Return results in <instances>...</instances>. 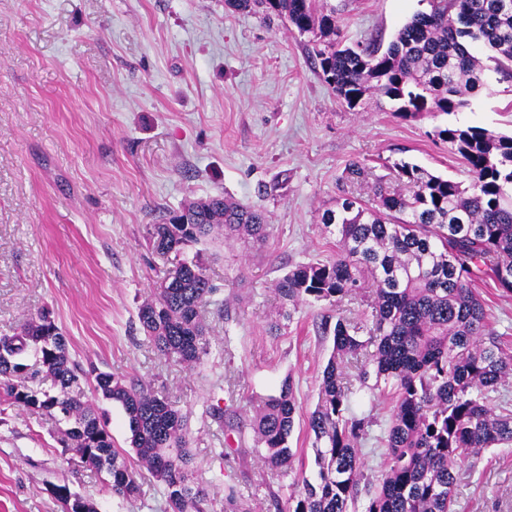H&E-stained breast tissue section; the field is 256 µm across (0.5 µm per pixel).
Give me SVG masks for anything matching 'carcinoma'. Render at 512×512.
<instances>
[{
    "mask_svg": "<svg viewBox=\"0 0 512 512\" xmlns=\"http://www.w3.org/2000/svg\"><path fill=\"white\" fill-rule=\"evenodd\" d=\"M242 12L275 15L309 36L315 68L349 107L369 96L407 119L449 114L485 88L483 59L512 82V0H430L387 46H347L324 0H225ZM437 136L468 167L469 185L408 162L395 165L399 188H374L375 204L347 197L326 209L321 223L336 226V256L299 264L275 293L296 305L310 298L337 303L371 278L369 323L337 318L332 353L322 371L319 402L308 420L314 435L317 482L302 484L280 512H455V486L469 454L512 446V351L490 329L484 300L471 288L489 278L512 294V135L479 127L447 126ZM186 224H154L155 251L172 257L158 293L138 309L155 349L194 367L209 354L202 313L218 288L197 253L185 247L216 229L263 242L265 212L222 195L191 201ZM374 348L357 374L359 388L390 396L393 408L381 439L385 468L364 473L358 441L372 421L352 409L355 390L345 363ZM34 363H28L29 357ZM119 404L140 466L165 485L170 512H208L207 489L193 477L186 416L148 386L72 360L67 339L43 311L12 334L0 335V402L39 411L63 429L65 451L111 477L112 494L134 499L136 476L112 443L107 422L84 399L82 383ZM296 401L291 379L254 410L256 447L271 465L293 472L290 438ZM61 512L92 502L60 487Z\"/></svg>",
    "mask_w": 512,
    "mask_h": 512,
    "instance_id": "carcinoma-1",
    "label": "carcinoma"
}]
</instances>
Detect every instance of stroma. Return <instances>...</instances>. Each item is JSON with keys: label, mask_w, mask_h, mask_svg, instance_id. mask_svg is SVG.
I'll list each match as a JSON object with an SVG mask.
<instances>
[{"label": "stroma", "mask_w": 512, "mask_h": 512, "mask_svg": "<svg viewBox=\"0 0 512 512\" xmlns=\"http://www.w3.org/2000/svg\"><path fill=\"white\" fill-rule=\"evenodd\" d=\"M326 6L350 46L389 43L429 8L427 0ZM306 43L284 20L224 0H0V334L48 310L72 359L168 397L188 416L212 512H225L228 485L252 512H275L288 496L291 476L255 452L250 429L254 406L288 378L295 466L315 476L307 419L332 350L331 320L368 314L354 297L292 310L275 294L295 266L334 255L323 209L351 195L372 200L376 179L403 161L469 182L437 129L512 133V84L495 72L459 112L404 120L383 99L349 108L319 77ZM354 163L366 177H350ZM214 195L265 211L270 235L260 246L221 235L204 242L219 301L203 313L211 353L188 368L161 356L138 322L170 268L149 232ZM474 287L491 327L512 344V295L489 281ZM84 391L135 463L121 406L92 385ZM357 398L378 425L389 419V399ZM378 425L362 446L370 474L384 462ZM59 437L45 416L0 403V512H60L63 485L97 512H165L150 475L137 499L113 498L107 474L68 459ZM455 495L457 512H512V447L471 455Z\"/></svg>", "instance_id": "stroma-1"}]
</instances>
